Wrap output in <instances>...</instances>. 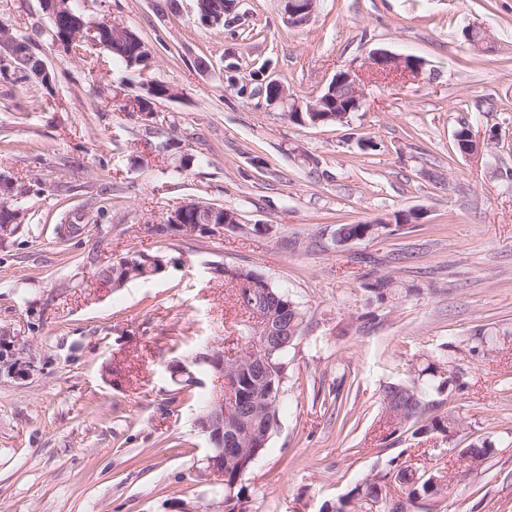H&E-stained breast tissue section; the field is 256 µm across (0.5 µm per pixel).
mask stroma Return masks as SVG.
Returning a JSON list of instances; mask_svg holds the SVG:
<instances>
[{
  "label": "stroma",
  "mask_w": 512,
  "mask_h": 512,
  "mask_svg": "<svg viewBox=\"0 0 512 512\" xmlns=\"http://www.w3.org/2000/svg\"><path fill=\"white\" fill-rule=\"evenodd\" d=\"M81 10L135 31L152 66L54 43L39 0H0V23L48 72L0 56V175L25 214L0 245V327L35 356L28 379L0 382V512H218L197 424L217 378L199 366L188 386L175 365L243 349L245 315L219 265L254 270L305 314L279 426L244 477L247 512H324L395 457L448 474L446 498L415 512H512V0H318L302 27L279 0H239L226 27L202 25L194 0ZM471 23L492 51L465 43ZM376 49L424 68L377 77ZM231 62L299 98L353 69L363 106L345 127L299 126L237 95ZM153 80L178 95L145 118L132 103ZM463 123L481 153L459 151ZM190 198L234 210L243 229L159 233ZM409 211L416 223H396ZM376 219L384 233L334 246L336 225ZM77 221L102 224L106 242L57 243L56 225ZM135 251L160 256L162 271L101 286L99 271ZM384 275L410 296L377 301L365 286ZM442 347L459 384L426 398L460 429L449 441L414 422L390 433L383 389ZM486 437L495 453L460 464L457 449Z\"/></svg>",
  "instance_id": "35a3bbf8"
}]
</instances>
